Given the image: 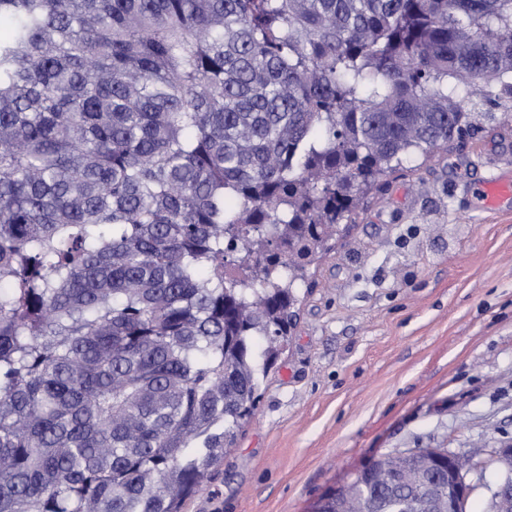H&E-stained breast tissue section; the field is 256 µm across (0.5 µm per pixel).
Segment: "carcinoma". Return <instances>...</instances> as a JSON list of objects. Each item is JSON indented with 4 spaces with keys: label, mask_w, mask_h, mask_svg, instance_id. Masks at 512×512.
I'll list each match as a JSON object with an SVG mask.
<instances>
[{
    "label": "carcinoma",
    "mask_w": 512,
    "mask_h": 512,
    "mask_svg": "<svg viewBox=\"0 0 512 512\" xmlns=\"http://www.w3.org/2000/svg\"><path fill=\"white\" fill-rule=\"evenodd\" d=\"M1 16L0 512H182L360 195L512 112V0ZM433 476L366 475L326 512H421Z\"/></svg>",
    "instance_id": "carcinoma-1"
}]
</instances>
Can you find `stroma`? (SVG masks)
Segmentation results:
<instances>
[{"label": "stroma", "mask_w": 512, "mask_h": 512, "mask_svg": "<svg viewBox=\"0 0 512 512\" xmlns=\"http://www.w3.org/2000/svg\"><path fill=\"white\" fill-rule=\"evenodd\" d=\"M511 166L508 117L367 195L299 285L254 416L184 512H310L407 448L466 452L468 508L489 512L495 451L512 443V211L475 210L462 185Z\"/></svg>", "instance_id": "stroma-1"}]
</instances>
